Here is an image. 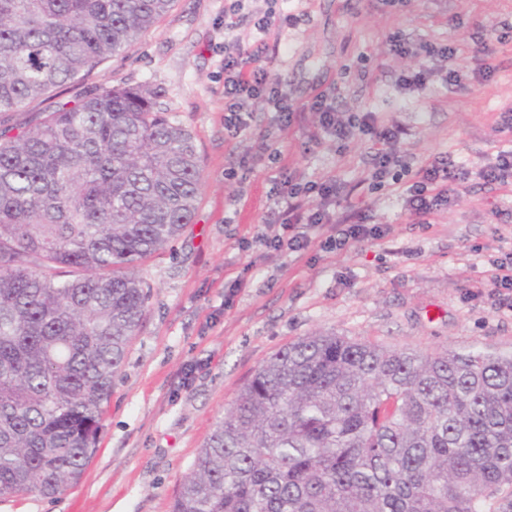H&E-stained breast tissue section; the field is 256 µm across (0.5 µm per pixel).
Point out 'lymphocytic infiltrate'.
<instances>
[{"label":"lymphocytic infiltrate","instance_id":"1","mask_svg":"<svg viewBox=\"0 0 512 512\" xmlns=\"http://www.w3.org/2000/svg\"><path fill=\"white\" fill-rule=\"evenodd\" d=\"M275 3L276 0H262L261 7L254 9V36H237L224 43V132L227 137L235 138L250 130L256 109L277 115L280 135L264 146L269 157L282 166V180L276 193L275 227L267 242L273 248L299 254L307 248L313 233L322 236L323 247L329 252L344 250L355 241L382 239L386 225L368 223L364 209L344 212L332 209V202L343 196V188L335 179L307 180L298 171L288 168L286 130L295 114L305 107L317 116V134L342 142L358 133L368 136L370 153L364 182L372 192L385 187L396 171L406 168V161L394 150L405 131L401 126L380 122L371 113L354 116L338 111L333 95L324 90L316 93L307 106H300L290 95L286 81L271 79L262 54L265 36L272 26L284 20L283 15L276 13ZM468 174L467 168L444 155L421 162L406 189V210L412 223L430 228L435 216L447 205L455 185Z\"/></svg>","mask_w":512,"mask_h":512}]
</instances>
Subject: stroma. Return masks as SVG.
Segmentation results:
<instances>
[{"label":"stroma","mask_w":512,"mask_h":512,"mask_svg":"<svg viewBox=\"0 0 512 512\" xmlns=\"http://www.w3.org/2000/svg\"><path fill=\"white\" fill-rule=\"evenodd\" d=\"M278 8L294 21L270 32L263 58L295 100L335 87L341 111L373 112L407 129L398 149L410 167L442 153L469 170L468 182L422 230L405 210L410 177L361 195L354 186L366 141L343 154L332 139L311 142L307 111L288 129L289 167L352 187V201L365 202L372 222L391 231L341 253L322 251L316 239L301 256L265 249L259 238L273 219L280 170L257 154L278 127L259 111L245 136L224 140V41L248 34L253 22L240 17L228 30L224 0H175L123 55L60 99L105 82L160 87L200 156L195 222L143 266L152 296L80 479L52 498H0V512H171L241 384L280 348L314 333L422 353L512 347V308L490 283L492 261L512 254V192L489 190L479 175L512 149V133L499 129L512 107V0H280ZM482 27L503 28L504 37L492 55L476 57L472 36ZM397 31L457 47L447 62L457 83L400 87L416 61L389 52ZM230 168L236 180H225Z\"/></svg>","instance_id":"obj_1"}]
</instances>
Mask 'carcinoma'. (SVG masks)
Masks as SVG:
<instances>
[{"instance_id": "obj_1", "label": "carcinoma", "mask_w": 512, "mask_h": 512, "mask_svg": "<svg viewBox=\"0 0 512 512\" xmlns=\"http://www.w3.org/2000/svg\"><path fill=\"white\" fill-rule=\"evenodd\" d=\"M174 0H0V498L78 480L151 296L194 223L191 132L157 87L85 81ZM171 512H512V348L424 354L333 333L240 388Z\"/></svg>"}]
</instances>
